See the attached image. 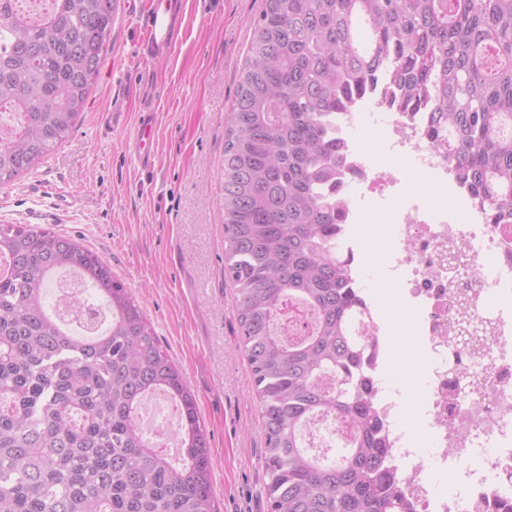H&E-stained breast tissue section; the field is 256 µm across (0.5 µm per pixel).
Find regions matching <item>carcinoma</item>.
<instances>
[{"mask_svg":"<svg viewBox=\"0 0 512 512\" xmlns=\"http://www.w3.org/2000/svg\"><path fill=\"white\" fill-rule=\"evenodd\" d=\"M116 0H0V114L24 121L0 143V186L31 173L73 133L112 33ZM370 36L357 47V23ZM386 77L397 106L427 107L430 136L492 215L512 216V0H263L224 134V278L266 437L268 512H411L389 464L364 365L348 336L363 303L331 246L342 204L325 182L343 161L326 119ZM0 512H215L213 454L197 401L139 302L74 239L0 224ZM80 276L47 304L61 270ZM315 325L281 336L295 304ZM100 327L86 335L71 319ZM169 395L181 459L147 444L137 415ZM318 415L345 421L346 454L303 448Z\"/></svg>","mask_w":512,"mask_h":512,"instance_id":"obj_1","label":"carcinoma"}]
</instances>
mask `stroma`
Instances as JSON below:
<instances>
[{
	"label": "stroma",
	"mask_w": 512,
	"mask_h": 512,
	"mask_svg": "<svg viewBox=\"0 0 512 512\" xmlns=\"http://www.w3.org/2000/svg\"><path fill=\"white\" fill-rule=\"evenodd\" d=\"M167 9L175 46L138 58L142 20L120 16L73 135L37 169L0 187V224H39L97 253L140 301L196 396L213 451L216 512H267L266 439L224 280V119L262 0H136ZM116 112L105 125L108 112ZM153 114L155 158L132 139ZM380 252L358 271L376 310L393 284ZM154 135V124L151 114L141 115L138 123L134 141V155L138 167L141 170L150 172L153 168V155L151 153V143Z\"/></svg>",
	"instance_id": "stroma-1"
}]
</instances>
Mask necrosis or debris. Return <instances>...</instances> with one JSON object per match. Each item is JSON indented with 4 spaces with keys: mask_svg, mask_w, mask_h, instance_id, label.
<instances>
[{
    "mask_svg": "<svg viewBox=\"0 0 512 512\" xmlns=\"http://www.w3.org/2000/svg\"><path fill=\"white\" fill-rule=\"evenodd\" d=\"M382 91L375 84L366 97L387 117L377 139L389 164H374L349 139L360 122L354 108L332 112L345 155L324 190L344 202L338 243L351 267L361 262L358 225L383 227L376 242L426 379L414 402L424 434L395 424L400 392L384 379L396 362L387 325L360 307L350 334L374 341L373 401L413 512H512V231L461 185L446 149L429 136L428 113L390 108ZM424 446L438 449V462L420 457Z\"/></svg>",
    "mask_w": 512,
    "mask_h": 512,
    "instance_id": "4bbe7bcc",
    "label": "necrosis or debris"
}]
</instances>
